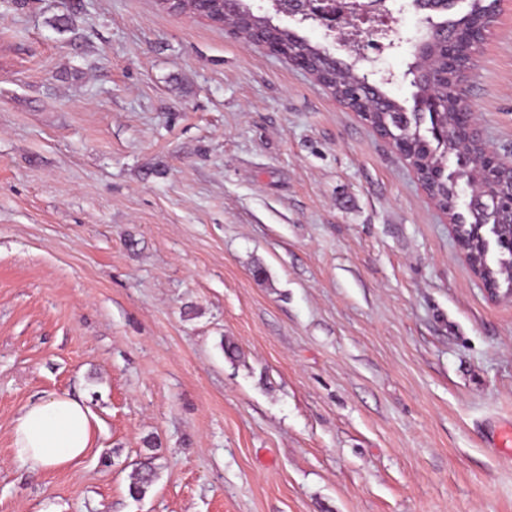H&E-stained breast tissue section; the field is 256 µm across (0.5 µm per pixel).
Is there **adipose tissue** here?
<instances>
[{
	"mask_svg": "<svg viewBox=\"0 0 512 512\" xmlns=\"http://www.w3.org/2000/svg\"><path fill=\"white\" fill-rule=\"evenodd\" d=\"M94 424L91 409L67 395L53 394L25 405L13 422V457L35 472L62 468L93 448Z\"/></svg>",
	"mask_w": 512,
	"mask_h": 512,
	"instance_id": "obj_1",
	"label": "adipose tissue"
}]
</instances>
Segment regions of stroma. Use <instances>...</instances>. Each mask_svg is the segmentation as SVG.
<instances>
[{
	"label": "stroma",
	"instance_id": "stroma-1",
	"mask_svg": "<svg viewBox=\"0 0 512 512\" xmlns=\"http://www.w3.org/2000/svg\"><path fill=\"white\" fill-rule=\"evenodd\" d=\"M464 100L512 161V4ZM50 394L96 443L33 474ZM505 426L512 298L330 90L155 0H0V512H512ZM94 424L91 409L68 395L27 404L13 422V457L35 472L62 468L94 448Z\"/></svg>",
	"mask_w": 512,
	"mask_h": 512
}]
</instances>
